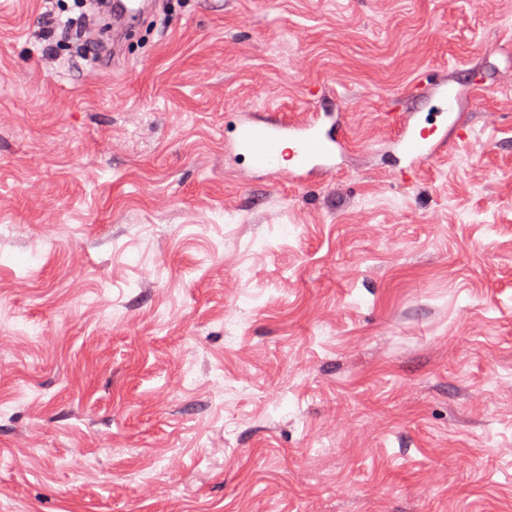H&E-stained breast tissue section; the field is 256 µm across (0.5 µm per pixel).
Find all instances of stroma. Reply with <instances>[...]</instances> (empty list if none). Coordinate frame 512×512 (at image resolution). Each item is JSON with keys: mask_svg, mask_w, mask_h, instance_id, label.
Returning a JSON list of instances; mask_svg holds the SVG:
<instances>
[{"mask_svg": "<svg viewBox=\"0 0 512 512\" xmlns=\"http://www.w3.org/2000/svg\"><path fill=\"white\" fill-rule=\"evenodd\" d=\"M77 29L0 0V512H512V0ZM426 72L470 139L403 186ZM244 101L341 112V170L242 180ZM427 89H431L429 101L432 99L431 94H436L435 103L431 106L432 111L435 112V118L446 115V112L449 116L456 111L457 93L448 86L446 81L432 83L427 76H422L415 81L411 94L417 95Z\"/></svg>", "mask_w": 512, "mask_h": 512, "instance_id": "1", "label": "stroma"}]
</instances>
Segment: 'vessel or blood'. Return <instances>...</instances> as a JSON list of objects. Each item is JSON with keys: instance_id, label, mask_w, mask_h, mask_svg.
I'll return each mask as SVG.
<instances>
[{"instance_id": "1", "label": "vessel or blood", "mask_w": 512, "mask_h": 512, "mask_svg": "<svg viewBox=\"0 0 512 512\" xmlns=\"http://www.w3.org/2000/svg\"><path fill=\"white\" fill-rule=\"evenodd\" d=\"M154 7V0H112L113 31L122 30ZM427 90L436 96L432 106L436 115L455 112L457 95L447 82L433 83L423 76L412 88L416 94ZM238 110L234 135L226 147L247 158L248 172L273 169L280 177L299 181L314 171L338 170L337 159L345 142L336 126L335 113L314 112L305 123L297 124L273 115L254 118V105L250 102L241 103ZM394 148L406 160L399 171L400 180L406 183L446 145L436 123L423 126L406 119L397 125Z\"/></svg>"}]
</instances>
